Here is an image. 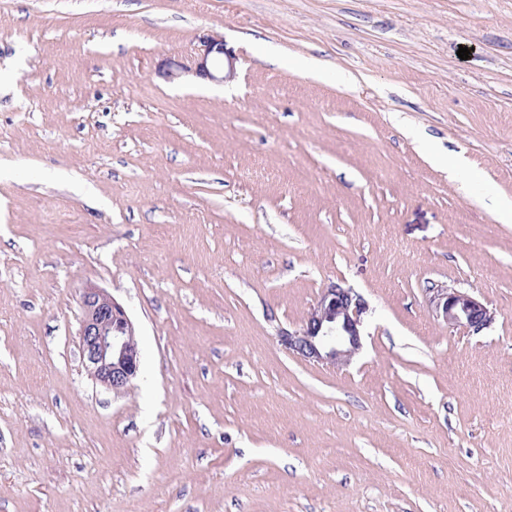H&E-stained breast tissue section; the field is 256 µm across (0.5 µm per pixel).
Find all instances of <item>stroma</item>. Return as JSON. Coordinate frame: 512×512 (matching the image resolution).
<instances>
[{"label": "stroma", "instance_id": "35a3bbf8", "mask_svg": "<svg viewBox=\"0 0 512 512\" xmlns=\"http://www.w3.org/2000/svg\"><path fill=\"white\" fill-rule=\"evenodd\" d=\"M211 33L233 79L156 76ZM494 196L512 0H0V512H512ZM331 281L370 307L343 369L277 336ZM89 284L136 326L119 398ZM435 284L491 326L448 330ZM429 304L437 319L453 331L477 335L487 329L495 314L472 293L448 285L429 288ZM79 302L77 336L85 370L97 385L122 396L140 371L135 325L124 306L101 288H83Z\"/></svg>", "mask_w": 512, "mask_h": 512}]
</instances>
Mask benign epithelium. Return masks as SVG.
Listing matches in <instances>:
<instances>
[{"label":"benign epithelium","instance_id":"benign-epithelium-1","mask_svg":"<svg viewBox=\"0 0 512 512\" xmlns=\"http://www.w3.org/2000/svg\"><path fill=\"white\" fill-rule=\"evenodd\" d=\"M236 61L224 37L211 33L200 38L191 63L166 58L158 64L157 73L168 82L191 73L220 83L234 77ZM429 293L436 318L452 330L477 335L495 319V313L468 291L437 285ZM80 307L77 336L85 370L96 384L119 397L131 388L140 371L135 325L124 306L101 288L82 289ZM368 310L358 292L331 281L321 289L299 328L278 331L279 341L288 353L305 361L347 366L362 349Z\"/></svg>","mask_w":512,"mask_h":512}]
</instances>
